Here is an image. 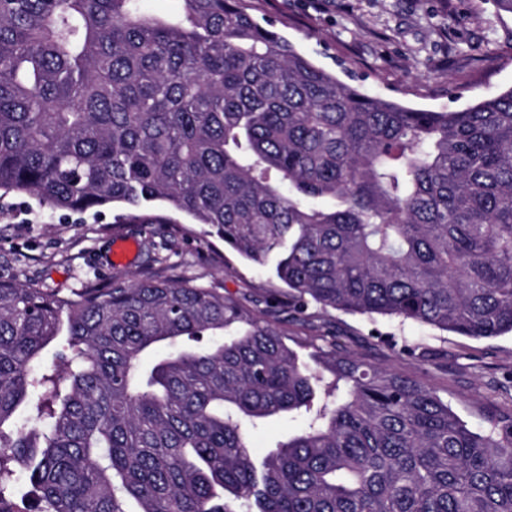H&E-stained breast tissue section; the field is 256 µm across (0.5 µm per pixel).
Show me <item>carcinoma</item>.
<instances>
[{"instance_id": "cac0c4a2", "label": "carcinoma", "mask_w": 512, "mask_h": 512, "mask_svg": "<svg viewBox=\"0 0 512 512\" xmlns=\"http://www.w3.org/2000/svg\"><path fill=\"white\" fill-rule=\"evenodd\" d=\"M240 2L0 0V189L184 214L272 266L300 325L314 304L512 334V88L370 96ZM243 308L152 270L0 282V512L25 481L28 512H512V420L472 431L429 385L332 342L303 360ZM293 414L255 461L250 429Z\"/></svg>"}]
</instances>
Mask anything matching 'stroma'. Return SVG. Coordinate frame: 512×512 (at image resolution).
<instances>
[{"instance_id":"35a3bbf8","label":"stroma","mask_w":512,"mask_h":512,"mask_svg":"<svg viewBox=\"0 0 512 512\" xmlns=\"http://www.w3.org/2000/svg\"><path fill=\"white\" fill-rule=\"evenodd\" d=\"M258 20H271L316 65L348 84L416 109L462 107L512 88V14L492 0H243ZM115 210L52 211L25 195L0 196V281L32 284L63 295L87 279L121 273L139 278L152 240L170 275L220 282L247 306L270 285L252 266L177 215L176 226L119 224ZM130 240L127 261L113 263V245ZM307 329L287 326L288 344L310 353L319 337L337 350L394 369L437 389L470 427L512 416V335L473 339L414 323L311 308ZM412 345L414 353L404 352Z\"/></svg>"}]
</instances>
